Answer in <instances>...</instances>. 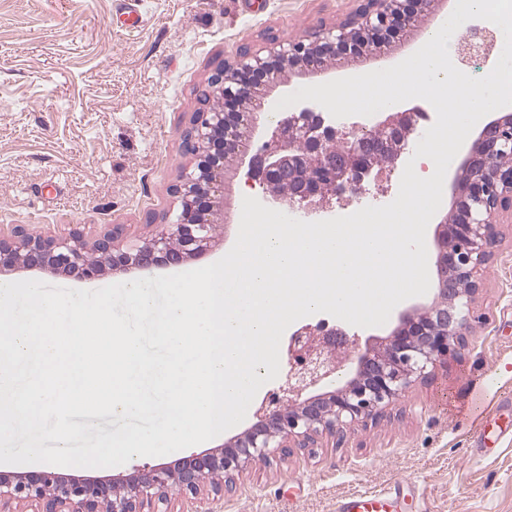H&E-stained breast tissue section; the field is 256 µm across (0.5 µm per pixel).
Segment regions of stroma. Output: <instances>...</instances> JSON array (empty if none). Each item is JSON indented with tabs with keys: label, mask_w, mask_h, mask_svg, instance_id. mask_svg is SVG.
Returning <instances> with one entry per match:
<instances>
[{
	"label": "stroma",
	"mask_w": 512,
	"mask_h": 512,
	"mask_svg": "<svg viewBox=\"0 0 512 512\" xmlns=\"http://www.w3.org/2000/svg\"><path fill=\"white\" fill-rule=\"evenodd\" d=\"M366 0H141L142 26L126 29L113 0H0V228L23 224L49 234L84 225L95 236L122 227L119 242L139 244L157 225L173 222V193L194 159L184 135L211 76L224 60L271 39L299 40L343 22ZM436 0L411 32L391 37L380 57L330 68L337 80L388 68L424 42L445 10ZM405 161L373 174L365 192L332 196L329 214L369 199L396 198ZM248 164L231 161L224 180V222L209 250L182 271L210 265L234 244L244 196L262 194ZM489 257L479 273L476 320L459 358L435 368L399 397L374 424H357L341 442L293 449L270 464L234 475L229 488L198 501L172 493L173 512H335L337 499L358 490H402L404 512H512V435L484 443L469 393L495 378L491 402L512 414V213L499 216ZM324 325L368 340L380 327L350 325L325 313L292 323ZM219 436L167 455L68 474L113 477L130 466H155L225 445Z\"/></svg>",
	"instance_id": "1"
}]
</instances>
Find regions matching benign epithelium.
I'll return each instance as SVG.
<instances>
[{"instance_id":"benign-epithelium-1","label":"benign epithelium","mask_w":512,"mask_h":512,"mask_svg":"<svg viewBox=\"0 0 512 512\" xmlns=\"http://www.w3.org/2000/svg\"><path fill=\"white\" fill-rule=\"evenodd\" d=\"M431 0H367L340 25L294 42L273 40L257 50H241L217 69L209 93L222 104L195 114L184 136L192 168L180 176L175 193L180 211L171 224H160L141 244H116V228L90 241L78 227L54 236L22 225L0 235V274L20 269L64 274L94 282L106 272L175 268L210 247L216 224L224 216L220 193L224 160L252 149L246 134L249 118L263 104L274 78L364 52H379L385 35L403 31ZM325 108L308 101L280 120L270 140L252 156L249 174L265 185V205H286L310 214L329 196L347 190L360 193L376 164L367 151H381V164L393 166L414 132L416 108L381 112L380 141L367 147L352 128L339 132L327 123ZM342 147V161L329 145ZM296 186L283 197L282 183ZM450 215L436 227L439 274L437 300L401 316L382 347L368 348L355 359L347 378L341 365L322 353L343 348L335 330L305 327L288 346V379L255 412V422L225 447L192 454L174 464L135 466L119 478H75L45 468L0 472V512L13 502L34 512H147L167 502L169 491L198 495L206 486L222 491L216 478L261 461L269 462L290 445L308 448L319 436H334L358 422L378 420L395 399L426 377V369L445 366L466 347L472 329L473 296L478 267L488 258L499 212L512 209V113L500 112L478 134L461 166L449 181Z\"/></svg>"}]
</instances>
